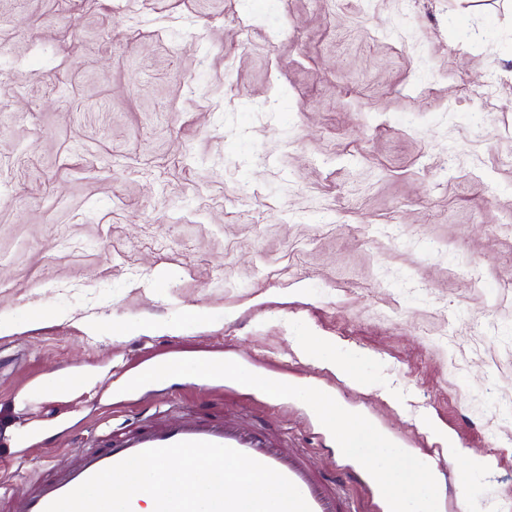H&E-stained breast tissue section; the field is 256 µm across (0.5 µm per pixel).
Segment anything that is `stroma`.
<instances>
[{"label":"stroma","mask_w":512,"mask_h":512,"mask_svg":"<svg viewBox=\"0 0 512 512\" xmlns=\"http://www.w3.org/2000/svg\"><path fill=\"white\" fill-rule=\"evenodd\" d=\"M0 45V512L72 438L197 408L361 504L300 396L115 387L204 354L357 410L405 469L456 472L461 512H512V0H0ZM75 369L103 378L45 392Z\"/></svg>","instance_id":"35a3bbf8"}]
</instances>
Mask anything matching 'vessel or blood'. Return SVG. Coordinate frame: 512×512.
I'll list each match as a JSON object with an SVG mask.
<instances>
[{
    "label": "vessel or blood",
    "mask_w": 512,
    "mask_h": 512,
    "mask_svg": "<svg viewBox=\"0 0 512 512\" xmlns=\"http://www.w3.org/2000/svg\"><path fill=\"white\" fill-rule=\"evenodd\" d=\"M182 441L229 446L271 466L298 487L311 512H360L342 502L335 482L316 471L304 451L289 447L271 432L252 424L232 418L220 420L195 411L174 419L154 420L143 427L107 432L95 444L72 453L66 466L50 467L45 477L14 492L8 512H45L50 503L95 473L143 450ZM375 445V439L356 436L349 442V455L365 470L374 512H393L372 466L370 450Z\"/></svg>",
    "instance_id": "obj_1"
}]
</instances>
